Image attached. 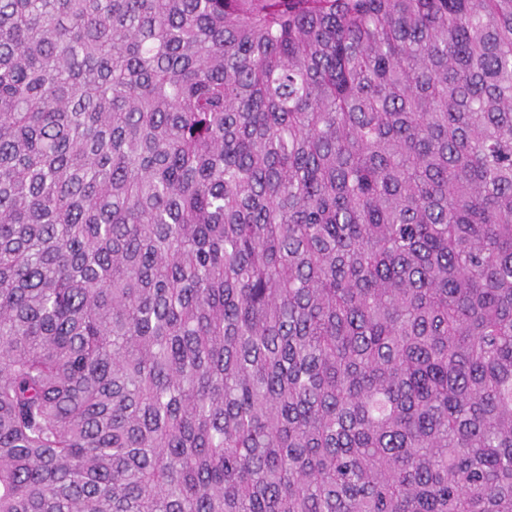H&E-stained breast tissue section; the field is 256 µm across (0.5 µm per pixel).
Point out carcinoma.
Instances as JSON below:
<instances>
[{"label": "carcinoma", "mask_w": 512, "mask_h": 512, "mask_svg": "<svg viewBox=\"0 0 512 512\" xmlns=\"http://www.w3.org/2000/svg\"><path fill=\"white\" fill-rule=\"evenodd\" d=\"M0 512H512V0H0Z\"/></svg>", "instance_id": "1"}]
</instances>
